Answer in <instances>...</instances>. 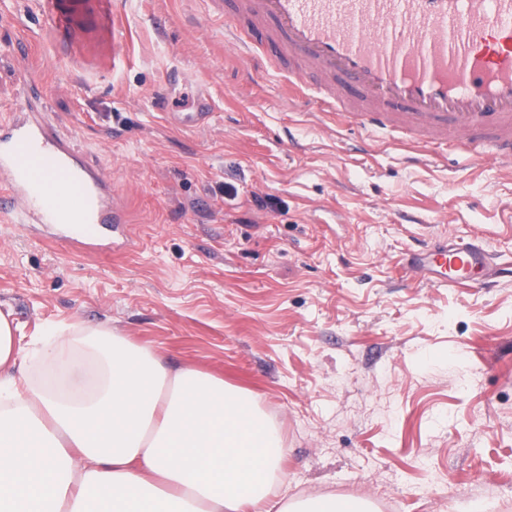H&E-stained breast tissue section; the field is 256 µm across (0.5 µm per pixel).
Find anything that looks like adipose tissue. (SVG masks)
I'll use <instances>...</instances> for the list:
<instances>
[{
    "mask_svg": "<svg viewBox=\"0 0 512 512\" xmlns=\"http://www.w3.org/2000/svg\"><path fill=\"white\" fill-rule=\"evenodd\" d=\"M0 313V512H250L282 482L250 395L104 326L46 343L36 384Z\"/></svg>",
    "mask_w": 512,
    "mask_h": 512,
    "instance_id": "adipose-tissue-1",
    "label": "adipose tissue"
}]
</instances>
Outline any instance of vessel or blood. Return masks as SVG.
Wrapping results in <instances>:
<instances>
[{"instance_id":"b4317fda","label":"vessel or blood","mask_w":512,"mask_h":512,"mask_svg":"<svg viewBox=\"0 0 512 512\" xmlns=\"http://www.w3.org/2000/svg\"><path fill=\"white\" fill-rule=\"evenodd\" d=\"M224 21L227 45L252 51L224 19L223 0H205ZM238 12L268 28L267 41L287 61L290 83L359 126L454 145L476 161L512 171V0H238ZM19 105L0 121V216L42 227L51 237L101 251L114 234L129 238L112 181L77 165L73 150L43 119L47 94L31 72L17 79ZM48 181L80 185L83 207L48 196L29 161ZM405 271L435 287L467 279L489 288L512 279V261L484 238L442 235L408 250Z\"/></svg>"}]
</instances>
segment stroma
<instances>
[{
  "label": "stroma",
  "mask_w": 512,
  "mask_h": 512,
  "mask_svg": "<svg viewBox=\"0 0 512 512\" xmlns=\"http://www.w3.org/2000/svg\"><path fill=\"white\" fill-rule=\"evenodd\" d=\"M57 2L81 42L37 0H0V118L30 70L133 242L104 255L0 223V313L23 346L101 324L247 390L282 438L273 503L512 512V280L434 288L400 265L448 232L512 260V173L290 91L286 67L226 49L203 0H121L114 18ZM203 92L201 127L173 118Z\"/></svg>",
  "instance_id": "obj_1"
}]
</instances>
